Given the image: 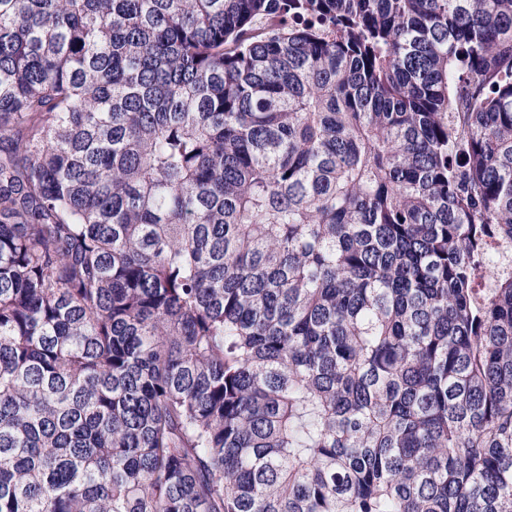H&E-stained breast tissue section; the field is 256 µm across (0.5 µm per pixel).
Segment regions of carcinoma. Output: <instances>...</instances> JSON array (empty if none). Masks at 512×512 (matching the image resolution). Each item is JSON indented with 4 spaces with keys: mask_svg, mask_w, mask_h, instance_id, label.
Masks as SVG:
<instances>
[{
    "mask_svg": "<svg viewBox=\"0 0 512 512\" xmlns=\"http://www.w3.org/2000/svg\"><path fill=\"white\" fill-rule=\"evenodd\" d=\"M0 512H512V0H0Z\"/></svg>",
    "mask_w": 512,
    "mask_h": 512,
    "instance_id": "1",
    "label": "carcinoma"
}]
</instances>
